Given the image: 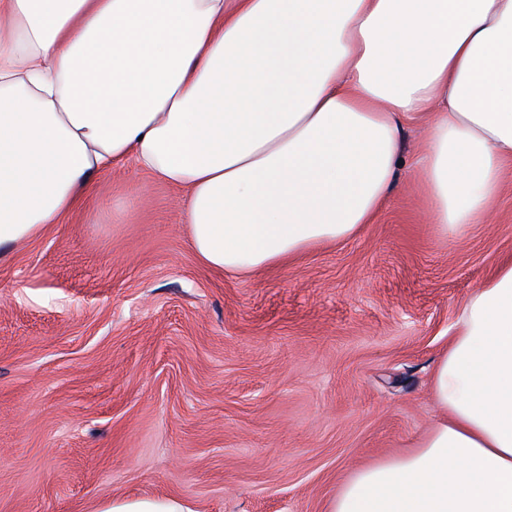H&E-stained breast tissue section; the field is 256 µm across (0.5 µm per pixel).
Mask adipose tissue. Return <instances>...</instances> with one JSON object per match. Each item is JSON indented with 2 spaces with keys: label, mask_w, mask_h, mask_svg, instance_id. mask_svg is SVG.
<instances>
[{
  "label": "adipose tissue",
  "mask_w": 512,
  "mask_h": 512,
  "mask_svg": "<svg viewBox=\"0 0 512 512\" xmlns=\"http://www.w3.org/2000/svg\"><path fill=\"white\" fill-rule=\"evenodd\" d=\"M457 236L512 170V0H0V249L135 160L190 247L254 275L373 223L404 166ZM411 448L327 512H512V257L458 308Z\"/></svg>",
  "instance_id": "obj_1"
}]
</instances>
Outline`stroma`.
<instances>
[{
    "mask_svg": "<svg viewBox=\"0 0 512 512\" xmlns=\"http://www.w3.org/2000/svg\"><path fill=\"white\" fill-rule=\"evenodd\" d=\"M179 188L127 165L0 258V512H326L413 446L458 306L512 254V175L450 239L413 169L374 223L281 267L220 276ZM97 512H185L179 501L173 498L142 500H113Z\"/></svg>",
    "mask_w": 512,
    "mask_h": 512,
    "instance_id": "stroma-1",
    "label": "stroma"
}]
</instances>
